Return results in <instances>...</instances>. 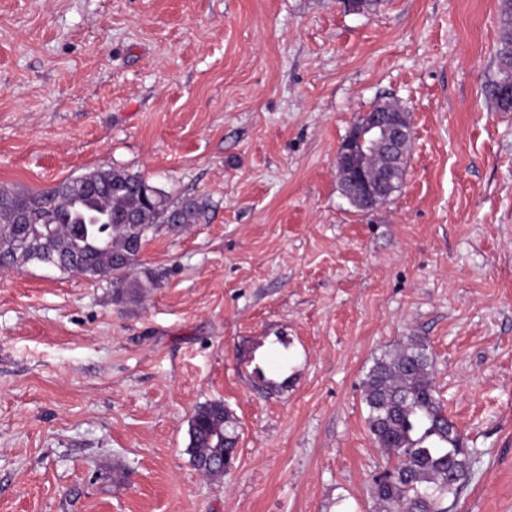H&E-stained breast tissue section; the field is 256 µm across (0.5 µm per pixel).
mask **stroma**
Listing matches in <instances>:
<instances>
[{
  "instance_id": "35a3bbf8",
  "label": "stroma",
  "mask_w": 512,
  "mask_h": 512,
  "mask_svg": "<svg viewBox=\"0 0 512 512\" xmlns=\"http://www.w3.org/2000/svg\"><path fill=\"white\" fill-rule=\"evenodd\" d=\"M500 5L0 0V185L115 167L207 205L147 242L165 278L138 301L0 272V512H373L362 381L408 336L481 451L457 512H512ZM379 100L413 135L399 190L361 211L336 152ZM209 400L237 421L219 478L187 452Z\"/></svg>"
}]
</instances>
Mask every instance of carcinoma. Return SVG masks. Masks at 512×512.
I'll use <instances>...</instances> for the list:
<instances>
[{
	"instance_id": "cac0c4a2",
	"label": "carcinoma",
	"mask_w": 512,
	"mask_h": 512,
	"mask_svg": "<svg viewBox=\"0 0 512 512\" xmlns=\"http://www.w3.org/2000/svg\"><path fill=\"white\" fill-rule=\"evenodd\" d=\"M499 29L488 91L498 110L512 112L497 94L500 83L512 81V0H502ZM85 175L86 182L67 178L39 193L0 186V256L6 262L0 270L49 263L63 272L106 280L119 301L140 299L160 287L162 276L152 269L133 272L139 266V245L164 225L180 230L199 223L205 206L195 199L173 202L138 173L99 167ZM20 210L52 221V232L33 252L18 248ZM432 366L428 343L408 336L377 358L362 382L366 423L387 460L369 490L374 512H452L478 460V450L467 447L444 415ZM236 442L237 421L224 402L196 407L187 446L196 469L213 478L224 475Z\"/></svg>"
}]
</instances>
